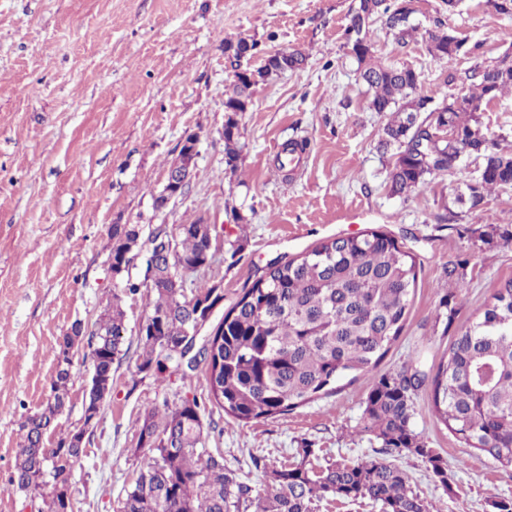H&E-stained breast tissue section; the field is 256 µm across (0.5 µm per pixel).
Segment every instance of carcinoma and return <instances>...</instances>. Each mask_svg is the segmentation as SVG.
<instances>
[{"instance_id":"obj_1","label":"carcinoma","mask_w":512,"mask_h":512,"mask_svg":"<svg viewBox=\"0 0 512 512\" xmlns=\"http://www.w3.org/2000/svg\"><path fill=\"white\" fill-rule=\"evenodd\" d=\"M408 0H359L345 29L347 43L363 64L361 78L371 93L369 108L391 113L380 147H395L390 170L391 190L407 194L423 184L433 171L456 163L458 145L481 159V177L469 188L467 204L480 212L498 188L512 186V153L488 142L478 122L458 112L440 115L439 122L458 130L455 141L430 140L435 122L426 115L427 96H414L419 75L408 66L376 63L370 52V27L380 21L398 44H406L412 10ZM258 53V43L240 38L224 42V55L235 68V83L224 95V111L244 112L251 88L273 73L295 70L305 60L299 51L277 52L258 69L241 68V60ZM428 53L452 64L469 53L466 40L438 28L428 34ZM469 83L465 96L487 107L512 90V69L490 82L487 68L475 66L458 74L448 72L444 83ZM237 123L224 124V162L234 171L240 158ZM139 224H114L110 256L125 261L114 280L121 293L90 333L94 370L112 374V364L126 356L123 296L149 290L146 321L163 317L155 336L139 337L140 372L152 371L164 381L169 364L180 368L178 357L166 345L186 336L191 312L183 289L171 282L177 264L192 272L206 267L205 251L216 238V225L197 219L171 230L161 224L148 237L143 279L134 281L129 270L142 249ZM170 249V261L156 259ZM416 262L389 233L370 230L361 235L335 237L316 243L299 256L273 262L252 287L225 311L221 334L199 352L205 363L208 394L218 409L242 425L291 411L331 390L349 372L370 380L365 407L366 429L383 442L385 453L415 456L434 480L452 490L448 463L418 438L412 429L416 392L430 387L432 410L450 432L470 447L512 471V279L502 282L493 302L476 322L454 336L448 356L430 376L414 371H378L398 339L411 303ZM59 343L58 373L43 411L23 426L11 483L20 490L50 487L46 512H60L54 476L72 470L84 449L73 443L76 431L59 437L52 447L45 437L68 395L73 338L83 336L79 323ZM197 401L164 408H145L139 417L138 437L150 439L147 458L127 490L123 512H313L327 497L379 502L384 512H430L414 494L406 475L384 458L347 464L328 460L315 468V451L308 442L297 449L300 460L291 463H255L267 478L262 491L240 480L224 467V455L205 448ZM140 448L132 449L138 455Z\"/></svg>"}]
</instances>
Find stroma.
<instances>
[{"mask_svg":"<svg viewBox=\"0 0 512 512\" xmlns=\"http://www.w3.org/2000/svg\"><path fill=\"white\" fill-rule=\"evenodd\" d=\"M359 0H0V512H43L40 492L10 485L27 417L51 395L58 345L74 323L92 331L120 289L108 271L113 225L152 228L195 219L217 227L221 249L207 269L187 276L222 283L233 305L274 261L318 241L389 232L417 265V281L400 336L381 371L419 360L434 373L456 328L477 321L497 284L512 278V241L490 237L512 226V187L495 192L482 212L461 204L480 167L463 156L406 195L392 193V158L379 142L388 121L369 108L361 66L344 30ZM415 27L398 45L381 24L370 28L375 61L408 65L419 93L435 103L462 91L445 85L448 65L427 50L444 25L467 38L457 69L494 64L512 54V16L486 0H414ZM259 42L267 55L301 51L304 64L259 83L237 113L240 162L224 164V94L234 71L228 40ZM488 139L512 149V92L478 113ZM198 157L183 193L156 208L186 134ZM306 143L293 170H278L284 148ZM236 262H229V254ZM469 256L463 287L444 276L449 261ZM457 291L461 308L447 320L439 301ZM93 373L92 349L73 358L68 397L49 441L82 424ZM367 378L339 379L332 393L294 411L241 425L208 403L204 368L168 373L164 382L137 372L134 357L112 366V394L72 470L74 512H121L142 458L131 456L145 407L197 398L206 446L255 489L263 470L252 459L292 460L302 441L318 458L357 463L381 457L366 430ZM413 428L448 462L451 489L410 456L393 462L434 512H487L492 497H512V473L469 448L441 424L428 390L416 399Z\"/></svg>","mask_w":512,"mask_h":512,"instance_id":"stroma-1","label":"stroma"}]
</instances>
